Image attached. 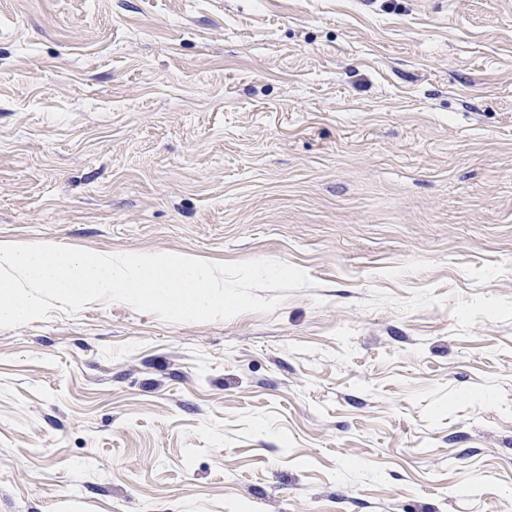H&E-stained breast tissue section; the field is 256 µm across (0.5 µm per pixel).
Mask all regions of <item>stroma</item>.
<instances>
[{
    "instance_id": "1",
    "label": "stroma",
    "mask_w": 512,
    "mask_h": 512,
    "mask_svg": "<svg viewBox=\"0 0 512 512\" xmlns=\"http://www.w3.org/2000/svg\"><path fill=\"white\" fill-rule=\"evenodd\" d=\"M0 241L312 281L0 328V512H512V0H0Z\"/></svg>"
}]
</instances>
